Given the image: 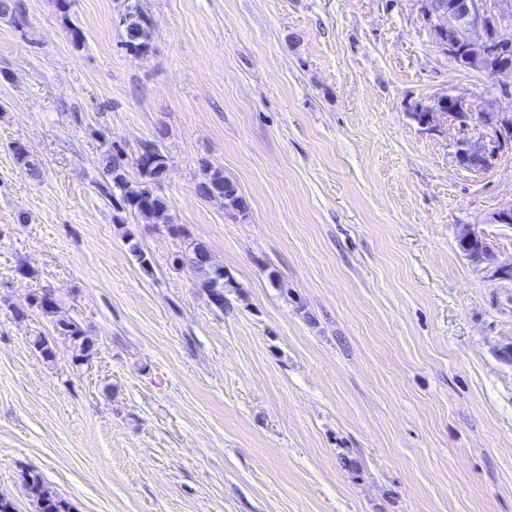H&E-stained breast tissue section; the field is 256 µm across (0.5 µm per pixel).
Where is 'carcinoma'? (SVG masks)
I'll return each mask as SVG.
<instances>
[{
	"instance_id": "1",
	"label": "carcinoma",
	"mask_w": 512,
	"mask_h": 512,
	"mask_svg": "<svg viewBox=\"0 0 512 512\" xmlns=\"http://www.w3.org/2000/svg\"><path fill=\"white\" fill-rule=\"evenodd\" d=\"M121 22L126 25L127 48L135 52L143 50L147 45L152 27V19L146 9L138 2L125 5ZM483 50L489 68L495 67L504 60L512 62V47L503 49L491 39L484 45ZM145 147L150 149V153L136 158L139 182L134 184L128 180L127 171L119 155L110 152L103 158L106 180L98 184V187L101 193L111 198L114 197L115 192H120L121 200L128 210L145 218L154 219L158 214L168 210L167 199L156 193V185L161 182L168 170V157L153 142L146 143ZM200 187L205 190L206 197L226 200V209L229 212L244 210V202L238 194L236 185L226 178L222 171L215 170L207 173ZM185 259L196 262L195 268L200 275L198 288L207 293L219 308H224V288L229 282V277L224 273V266L214 262L209 248L202 242L194 243L188 250L174 257L176 261ZM32 304L46 314H52L58 310V299L53 292L45 291L33 295ZM56 330L59 335L69 339L73 346L78 348L79 354L75 356L76 360L89 359L92 346L77 323L60 320L56 324ZM23 479L36 503V512H69L67 502L50 491L38 474L27 472L23 474Z\"/></svg>"
}]
</instances>
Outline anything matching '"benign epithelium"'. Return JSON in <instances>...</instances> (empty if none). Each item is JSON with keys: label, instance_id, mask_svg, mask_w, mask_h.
<instances>
[{"label": "benign epithelium", "instance_id": "7a95c632", "mask_svg": "<svg viewBox=\"0 0 512 512\" xmlns=\"http://www.w3.org/2000/svg\"><path fill=\"white\" fill-rule=\"evenodd\" d=\"M427 18L434 20L433 30L438 43L446 53H455L460 47L470 50L468 57L473 66L481 65V56L474 50L484 46L491 31H499L512 25V0H432ZM438 106L421 105V114L410 113L419 126L432 130L446 125L469 126L488 129L503 149L512 145V113L493 108V103L483 107L491 120L484 125L478 120L473 103L463 96L443 94L435 99ZM475 156L479 166L486 169L492 164L495 152H488L468 141L460 142L456 151L457 161ZM458 242L469 245L464 255L472 262L484 266L493 279L512 278V260L502 261L486 238L465 224Z\"/></svg>", "mask_w": 512, "mask_h": 512}]
</instances>
